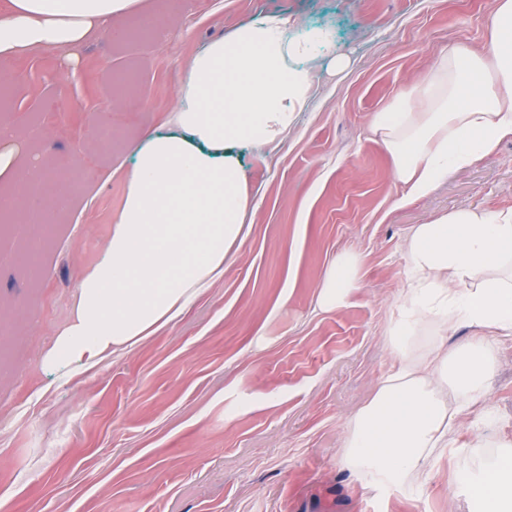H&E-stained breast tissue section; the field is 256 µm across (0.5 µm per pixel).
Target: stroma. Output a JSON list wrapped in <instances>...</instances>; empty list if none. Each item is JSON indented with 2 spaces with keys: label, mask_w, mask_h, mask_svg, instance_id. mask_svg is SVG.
Here are the masks:
<instances>
[{
  "label": "stroma",
  "mask_w": 512,
  "mask_h": 512,
  "mask_svg": "<svg viewBox=\"0 0 512 512\" xmlns=\"http://www.w3.org/2000/svg\"><path fill=\"white\" fill-rule=\"evenodd\" d=\"M493 0H151L168 29L88 40L77 60L43 49L11 62L0 124L34 144L52 175L48 221L27 224L17 180L0 176V512H483L479 458L512 438V339L496 344L487 448L466 438L446 458L459 481L360 479L338 437L393 363L384 331L412 273L410 228L461 207H512V140L429 197L401 186L369 129L433 54L490 48ZM271 14L296 37L330 30L337 57L313 65L312 96L277 143L236 154L250 192L245 241L224 276L178 320L90 370L41 369L85 269L121 209L133 150L171 128L191 58ZM133 81L116 90L118 77ZM123 97L126 108L112 102ZM99 142L90 153L87 143ZM78 185H66L71 170ZM361 254L345 306L317 305L321 272Z\"/></svg>",
  "instance_id": "obj_1"
}]
</instances>
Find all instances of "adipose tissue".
<instances>
[{
	"label": "adipose tissue",
	"mask_w": 512,
	"mask_h": 512,
	"mask_svg": "<svg viewBox=\"0 0 512 512\" xmlns=\"http://www.w3.org/2000/svg\"><path fill=\"white\" fill-rule=\"evenodd\" d=\"M144 0H10L0 14V86L16 76L7 60L24 51L68 50L89 35L123 38L129 23H151ZM270 16L238 28L196 54L176 97L173 131L134 154L112 234L81 277L72 313L42 364L92 368L176 321L224 275L246 236L250 194L237 144L262 146L291 128L312 88L311 63L333 46L318 30L289 40ZM490 54L457 43L440 50L370 128L386 150L401 203L428 197L449 174L512 139V0H495ZM413 280L386 329L394 360L371 398L345 423L340 459L353 474L427 482L454 435L472 430L474 409L490 407L496 341L512 335V207L459 208L414 225L405 241ZM361 257L346 251L320 276L318 304L342 307ZM470 340L447 342L461 326ZM476 489L485 512H512V439Z\"/></svg>",
	"instance_id": "obj_1"
}]
</instances>
